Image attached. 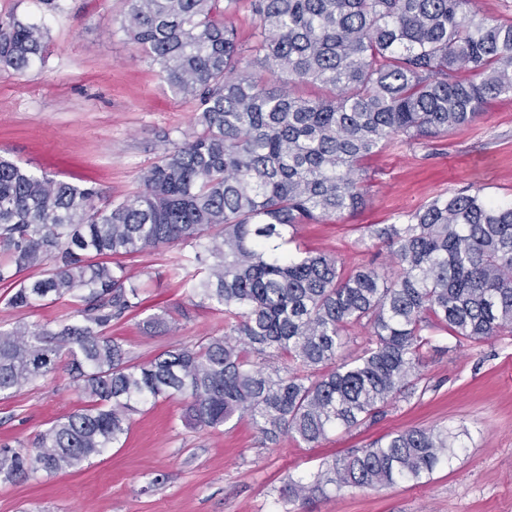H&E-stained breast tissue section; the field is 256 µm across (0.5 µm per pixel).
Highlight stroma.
Masks as SVG:
<instances>
[{
	"label": "stroma",
	"mask_w": 512,
	"mask_h": 512,
	"mask_svg": "<svg viewBox=\"0 0 512 512\" xmlns=\"http://www.w3.org/2000/svg\"><path fill=\"white\" fill-rule=\"evenodd\" d=\"M0 0V15L44 19L47 49L24 74L0 71V154L51 177L88 185L113 200L133 197L141 175L196 129V104L175 95L123 29L127 0ZM363 208L303 224L304 249L340 256L346 267L388 268L387 253L365 228L387 224L440 194L483 189L512 201V95L489 103L470 124L420 144L393 140L364 163ZM186 251L171 244L125 258L143 287L142 310L109 334L133 361L224 333V317L201 306L170 268ZM0 284V327L55 324L68 302L13 308ZM168 310L173 327L143 322ZM421 368L423 396L393 400L375 420L329 433L309 447L285 437L263 445L244 420L212 429L182 422L183 398L144 405L123 445L77 469L0 481V512H512V334L482 342L435 336ZM71 375L57 369L20 393L0 398V445L32 449L56 419L84 408ZM445 426L459 451L429 479L382 489L344 488L283 504L275 487L413 426Z\"/></svg>",
	"instance_id": "obj_1"
}]
</instances>
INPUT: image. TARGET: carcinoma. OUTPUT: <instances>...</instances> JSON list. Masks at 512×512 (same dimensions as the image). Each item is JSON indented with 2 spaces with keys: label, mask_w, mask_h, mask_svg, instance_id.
I'll return each mask as SVG.
<instances>
[{
  "label": "carcinoma",
  "mask_w": 512,
  "mask_h": 512,
  "mask_svg": "<svg viewBox=\"0 0 512 512\" xmlns=\"http://www.w3.org/2000/svg\"><path fill=\"white\" fill-rule=\"evenodd\" d=\"M124 30L197 125L117 204L93 186L38 175L0 156V283L7 304L68 299L73 314L0 328V396L54 372L61 355L88 406L51 424L36 452L0 445V481L77 468L126 438L149 401L183 396L194 427L247 419L264 444L314 446L424 394L432 333L480 342L512 332V202L482 190L440 195L396 223L366 226L393 273L345 269L302 252L297 225L362 207V162L403 136L436 138L512 94V23L476 18L472 0H129ZM41 21L0 16V71L42 59ZM470 71L475 82L459 73ZM317 85L325 96L295 88ZM181 243L185 284L224 314V335L135 363L107 335L141 305L114 257ZM25 271L36 277L20 279ZM356 327L361 355L339 352ZM438 426L413 427L277 488L284 503L328 488L419 482L457 451ZM231 21L237 29L239 42L241 44L250 42L256 20L251 12L249 0L240 1L235 14L231 17Z\"/></svg>",
  "instance_id": "1"
}]
</instances>
